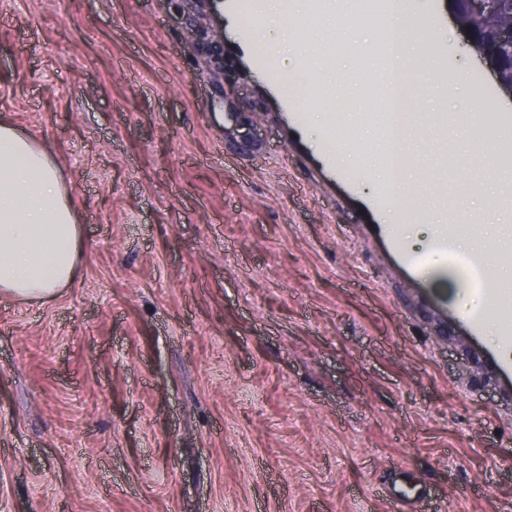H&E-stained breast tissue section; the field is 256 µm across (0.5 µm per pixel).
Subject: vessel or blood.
Wrapping results in <instances>:
<instances>
[{
	"label": "vessel or blood",
	"instance_id": "vessel-or-blood-1",
	"mask_svg": "<svg viewBox=\"0 0 512 512\" xmlns=\"http://www.w3.org/2000/svg\"><path fill=\"white\" fill-rule=\"evenodd\" d=\"M496 127L500 134L496 149L495 162L499 168H512V113L501 112L496 117ZM504 222L495 240H474L468 251L457 248L459 237L467 234L468 227L464 224L437 225L431 239L430 252L434 255L452 257L469 270L475 287L486 284L488 256L492 253L501 255L512 254V185L504 184L494 204ZM373 233L384 238L389 251L397 254L400 265L406 270H417L421 264L419 256L407 252L401 245L396 225H372ZM494 309L498 320L501 336V348L512 351V293L498 292L494 297Z\"/></svg>",
	"mask_w": 512,
	"mask_h": 512
}]
</instances>
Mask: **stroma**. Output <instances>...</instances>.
Wrapping results in <instances>:
<instances>
[{"label":"stroma","instance_id":"stroma-1","mask_svg":"<svg viewBox=\"0 0 512 512\" xmlns=\"http://www.w3.org/2000/svg\"><path fill=\"white\" fill-rule=\"evenodd\" d=\"M256 16L215 0H0V123L45 148L81 232L48 301L0 296V512H512V371L457 331L456 289L410 279L364 225L381 185L327 152L379 153L366 127L299 99L232 54ZM465 82L446 108L422 80L428 150L413 210L455 165L476 182L511 112L452 0L413 21ZM358 9L334 35L354 76L385 48Z\"/></svg>","mask_w":512,"mask_h":512}]
</instances>
